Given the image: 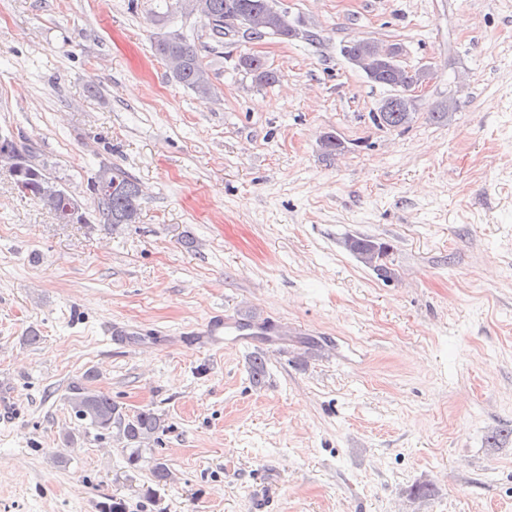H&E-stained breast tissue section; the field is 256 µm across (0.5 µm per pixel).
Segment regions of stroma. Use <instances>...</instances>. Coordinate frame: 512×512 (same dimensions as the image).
<instances>
[{
  "mask_svg": "<svg viewBox=\"0 0 512 512\" xmlns=\"http://www.w3.org/2000/svg\"><path fill=\"white\" fill-rule=\"evenodd\" d=\"M278 6L302 37L218 38L178 0H0V132L86 218L62 223L0 167V512H254L264 470L269 512H512V0ZM166 31L215 95L173 79ZM356 37L432 67L408 128L373 123L390 90L344 58ZM103 165L140 184L138 223L97 224ZM349 236L386 243L393 277ZM217 314L252 334L200 348ZM88 373L160 415L145 465L72 417ZM153 460L172 478L151 495ZM169 34L174 37L168 40L159 38L155 41L156 54L161 57L163 53H169L181 57L184 61L183 68L178 74L172 72L174 79L201 97L210 96L213 90L211 78L194 45L181 34Z\"/></svg>",
  "mask_w": 512,
  "mask_h": 512,
  "instance_id": "35a3bbf8",
  "label": "stroma"
}]
</instances>
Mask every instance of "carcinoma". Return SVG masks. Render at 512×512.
Masks as SVG:
<instances>
[{
  "mask_svg": "<svg viewBox=\"0 0 512 512\" xmlns=\"http://www.w3.org/2000/svg\"><path fill=\"white\" fill-rule=\"evenodd\" d=\"M184 5L196 13L210 15L216 24L211 27L213 34L224 35V19L242 15L251 9L259 0H183ZM154 49L157 55L164 53L176 54L184 61L182 70L174 75V79L191 89L201 97L212 94L213 85L209 72L202 64L194 47L181 34L174 37L158 39ZM245 69L264 84L276 82V74L265 67L262 60L256 56L243 58ZM415 118L413 112H378L373 116L374 121L390 129L408 126ZM21 168L20 178L30 187L31 196L41 199L47 191L62 192L64 187L53 180L47 173L46 164L36 160L34 151L25 148L18 154ZM97 176L105 178V182L113 186L112 192L104 193L96 190L95 184H90L98 213V223L109 229H115L122 224H136L139 220V199L141 189L139 183L128 173L119 169L105 166ZM346 248L362 263L373 268L376 273L388 278L390 269L381 260L387 253V246L369 238L350 237L345 241ZM93 377L88 375L83 382H75L68 388L66 401L70 413L87 429L95 431H111L126 441L129 445L127 463L136 468L142 460L140 445L153 439L161 427L160 417L152 410H142L133 416L124 413L122 407L112 398L98 391L92 385Z\"/></svg>",
  "mask_w": 512,
  "mask_h": 512,
  "instance_id": "carcinoma-1",
  "label": "carcinoma"
}]
</instances>
